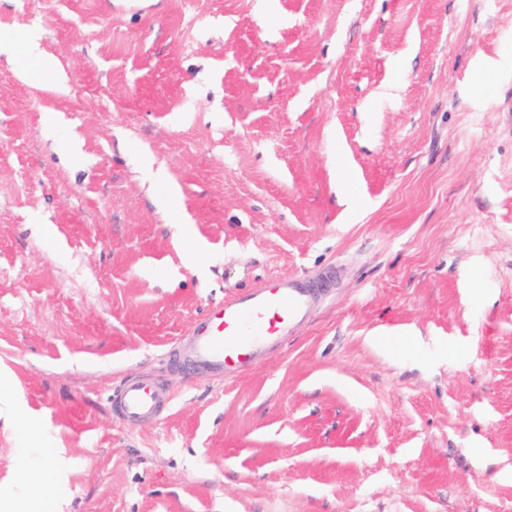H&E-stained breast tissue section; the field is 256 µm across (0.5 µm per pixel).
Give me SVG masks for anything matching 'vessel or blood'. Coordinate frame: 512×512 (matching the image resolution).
<instances>
[{
	"label": "vessel or blood",
	"instance_id": "1",
	"mask_svg": "<svg viewBox=\"0 0 512 512\" xmlns=\"http://www.w3.org/2000/svg\"><path fill=\"white\" fill-rule=\"evenodd\" d=\"M336 279L328 267L315 277H276L225 299L176 341L171 358L196 380L225 379L249 370L308 321L315 297ZM109 399L126 423L139 422L169 399L160 384L126 379Z\"/></svg>",
	"mask_w": 512,
	"mask_h": 512
}]
</instances>
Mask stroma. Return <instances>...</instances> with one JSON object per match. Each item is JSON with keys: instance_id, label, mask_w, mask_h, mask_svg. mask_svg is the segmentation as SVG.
Instances as JSON below:
<instances>
[{"instance_id": "obj_1", "label": "stroma", "mask_w": 512, "mask_h": 512, "mask_svg": "<svg viewBox=\"0 0 512 512\" xmlns=\"http://www.w3.org/2000/svg\"><path fill=\"white\" fill-rule=\"evenodd\" d=\"M328 264L258 366L167 363ZM1 401L0 512H512V0H0ZM115 411L128 424L137 423L169 400L168 391L158 383L126 379L109 395Z\"/></svg>"}]
</instances>
